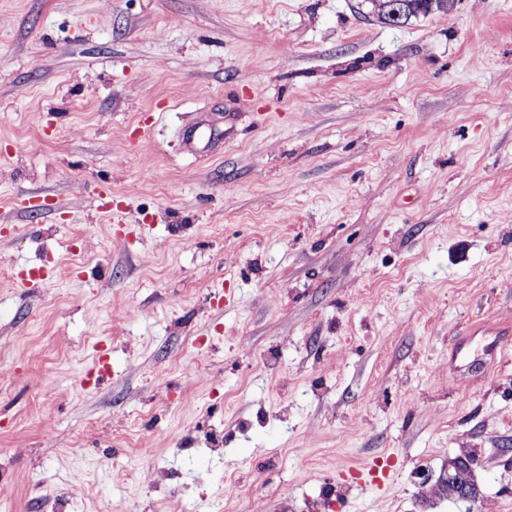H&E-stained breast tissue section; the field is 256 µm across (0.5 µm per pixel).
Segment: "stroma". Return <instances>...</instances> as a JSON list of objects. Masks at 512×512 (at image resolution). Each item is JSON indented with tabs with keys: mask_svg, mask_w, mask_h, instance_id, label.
<instances>
[{
	"mask_svg": "<svg viewBox=\"0 0 512 512\" xmlns=\"http://www.w3.org/2000/svg\"><path fill=\"white\" fill-rule=\"evenodd\" d=\"M361 2L0 0V512H512V0ZM378 17L387 25L398 26L412 17L431 14L448 15L455 0H370Z\"/></svg>",
	"mask_w": 512,
	"mask_h": 512,
	"instance_id": "1",
	"label": "stroma"
}]
</instances>
